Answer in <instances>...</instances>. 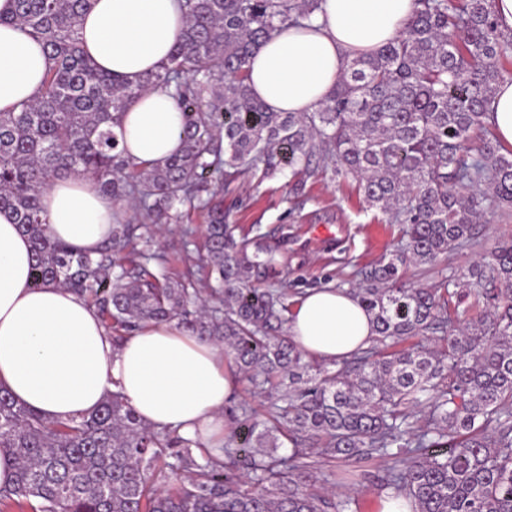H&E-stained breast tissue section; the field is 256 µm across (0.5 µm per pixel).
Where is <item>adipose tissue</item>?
<instances>
[{
  "instance_id": "adipose-tissue-1",
  "label": "adipose tissue",
  "mask_w": 512,
  "mask_h": 512,
  "mask_svg": "<svg viewBox=\"0 0 512 512\" xmlns=\"http://www.w3.org/2000/svg\"><path fill=\"white\" fill-rule=\"evenodd\" d=\"M0 0V112L32 102L48 71L41 45L9 23ZM416 0H322L310 28L275 33L249 59L250 88L275 112H308L348 59L398 37ZM86 54L122 84L165 64L185 28L180 0H92L82 20ZM182 115L166 91H147L120 118V146L145 169L181 148ZM54 238L95 252L112 233L113 204L80 174L56 178L42 196ZM32 246L0 210V388L45 421L95 412L112 391L146 424L178 430L206 447L224 444V402L235 380L224 349L171 323H150L121 345L96 309L69 289L31 285ZM288 333L308 355L340 361L366 349L372 318L348 289L312 288L289 315Z\"/></svg>"
}]
</instances>
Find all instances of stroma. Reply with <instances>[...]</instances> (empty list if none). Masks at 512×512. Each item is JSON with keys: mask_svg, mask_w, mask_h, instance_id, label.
Segmentation results:
<instances>
[{"mask_svg": "<svg viewBox=\"0 0 512 512\" xmlns=\"http://www.w3.org/2000/svg\"><path fill=\"white\" fill-rule=\"evenodd\" d=\"M224 221L236 234L264 238L288 265L281 287L289 304L309 288L356 279L358 271L396 245L398 225L386 215L367 209L351 181L323 173L308 178L304 196H296L287 178L263 181L250 177L222 192ZM204 220L190 212L183 223L172 224L151 244V251L170 259L169 274L183 268L185 258L197 256L203 244ZM479 235L432 267H409L403 280L420 287L459 273L497 238L512 235V212L487 210Z\"/></svg>", "mask_w": 512, "mask_h": 512, "instance_id": "35a3bbf8", "label": "stroma"}]
</instances>
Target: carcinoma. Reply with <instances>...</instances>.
Returning <instances> with one entry per match:
<instances>
[{"instance_id":"carcinoma-1","label":"carcinoma","mask_w":512,"mask_h":512,"mask_svg":"<svg viewBox=\"0 0 512 512\" xmlns=\"http://www.w3.org/2000/svg\"><path fill=\"white\" fill-rule=\"evenodd\" d=\"M90 2L15 0L12 21L51 60L35 101L0 112V209L31 241V283L86 299L117 342L174 321L224 347L235 376L269 395L270 415L230 397L224 447L205 448L149 427L118 391L88 417L48 423L0 389V451L16 461L0 512H359L332 487L366 479L412 512H512V238L437 286L401 284L408 266L471 241L484 210H512V149L485 122L512 80V30L499 28L493 0H416L403 32L348 60L310 112L269 110L248 63L275 31L307 26L321 0H182L181 40L136 85L84 54ZM154 89L182 113V147L147 170L125 157L115 128ZM313 165L403 225L349 283L376 336L344 361L292 341L287 294L252 284L255 272L278 274L276 252L236 238L215 202L219 182L250 171L302 192ZM72 172L114 204L112 235L92 254L51 237L41 206ZM184 207L205 216L204 253L172 281L168 256L148 246ZM375 459L387 466L355 467ZM336 460L347 468L323 470Z\"/></svg>"}]
</instances>
